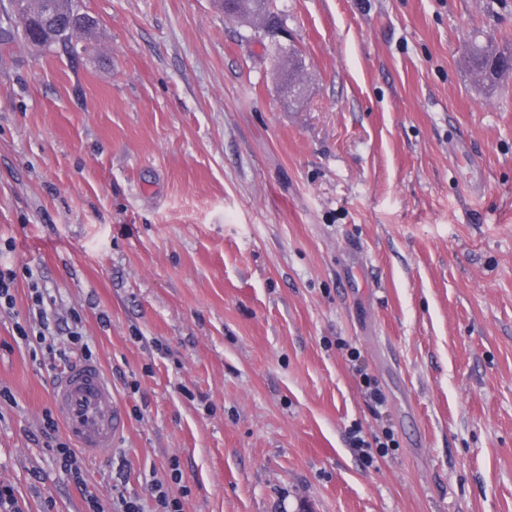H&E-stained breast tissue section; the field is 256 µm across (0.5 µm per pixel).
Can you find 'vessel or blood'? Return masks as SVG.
Instances as JSON below:
<instances>
[{
    "mask_svg": "<svg viewBox=\"0 0 512 512\" xmlns=\"http://www.w3.org/2000/svg\"><path fill=\"white\" fill-rule=\"evenodd\" d=\"M52 401L68 436L90 455L109 453L126 427L112 381L97 362L76 364L56 377Z\"/></svg>",
    "mask_w": 512,
    "mask_h": 512,
    "instance_id": "b4317fda",
    "label": "vessel or blood"
}]
</instances>
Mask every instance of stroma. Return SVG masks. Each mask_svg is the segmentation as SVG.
<instances>
[{
	"label": "stroma",
	"instance_id": "1",
	"mask_svg": "<svg viewBox=\"0 0 512 512\" xmlns=\"http://www.w3.org/2000/svg\"><path fill=\"white\" fill-rule=\"evenodd\" d=\"M78 5L70 54L0 0V481L26 512L111 504L119 474L147 497L174 457L184 512H512V74L461 60L512 50V0H273L263 40L215 0ZM33 277L127 421L81 486L13 336ZM467 43L469 45V50L464 55L468 59L471 71L476 68V70H484L488 72V76L497 75V73H491L489 67L492 59L498 55L497 53H494L492 49H499L489 42L479 40L477 37H474ZM17 277L15 269L0 265V309H13L15 296L12 291L15 288ZM41 433L46 437V448L53 453L60 468L78 485H84L82 460L72 443L59 431V424L49 410L43 415Z\"/></svg>",
	"mask_w": 512,
	"mask_h": 512
}]
</instances>
